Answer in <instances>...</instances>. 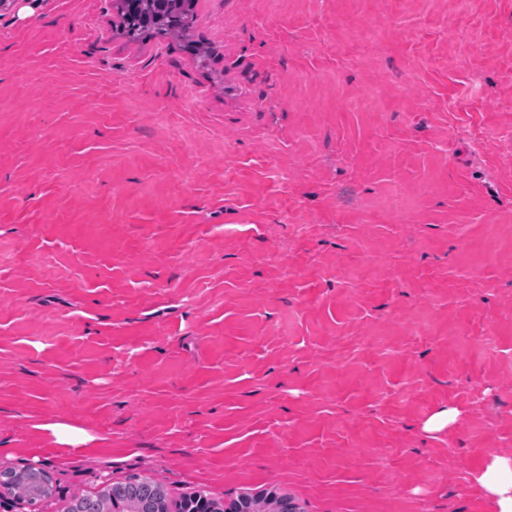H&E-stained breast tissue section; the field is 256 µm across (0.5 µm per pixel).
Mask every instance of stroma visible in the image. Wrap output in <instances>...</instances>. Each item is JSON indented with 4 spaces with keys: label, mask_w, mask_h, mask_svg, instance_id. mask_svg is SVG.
Returning a JSON list of instances; mask_svg holds the SVG:
<instances>
[{
    "label": "stroma",
    "mask_w": 512,
    "mask_h": 512,
    "mask_svg": "<svg viewBox=\"0 0 512 512\" xmlns=\"http://www.w3.org/2000/svg\"><path fill=\"white\" fill-rule=\"evenodd\" d=\"M195 13L138 43L112 0L0 15V471L53 485L0 512L134 474L222 506L490 512L469 478L512 454V0ZM39 429L50 433L56 442L63 446L77 448L88 441L83 433L63 422L41 423ZM287 502L292 503L287 498L277 496L265 497L264 499L244 496L238 501L237 507L240 510L234 512H284L282 509L285 508Z\"/></svg>",
    "instance_id": "stroma-1"
}]
</instances>
